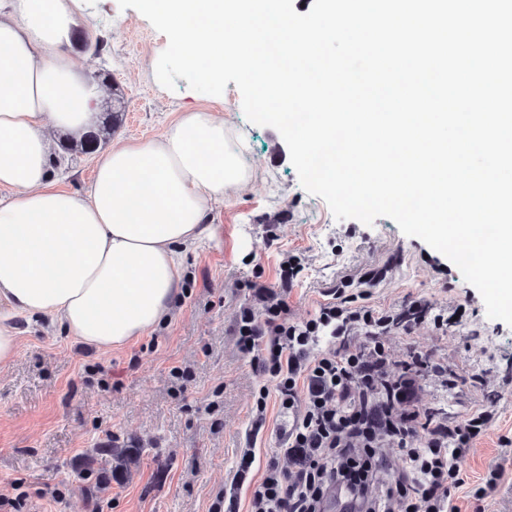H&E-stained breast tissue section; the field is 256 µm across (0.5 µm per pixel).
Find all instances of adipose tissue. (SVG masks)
<instances>
[{
	"label": "adipose tissue",
	"instance_id": "1",
	"mask_svg": "<svg viewBox=\"0 0 512 512\" xmlns=\"http://www.w3.org/2000/svg\"><path fill=\"white\" fill-rule=\"evenodd\" d=\"M80 0L0 5V366L17 354L9 322L50 319L108 351L153 330L178 294L182 251L210 236L209 213L252 177L224 121L187 112L159 141L118 142L85 194L49 174L47 126L92 119L94 92L62 47Z\"/></svg>",
	"mask_w": 512,
	"mask_h": 512
}]
</instances>
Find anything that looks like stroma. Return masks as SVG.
<instances>
[{
	"label": "stroma",
	"mask_w": 512,
	"mask_h": 512,
	"mask_svg": "<svg viewBox=\"0 0 512 512\" xmlns=\"http://www.w3.org/2000/svg\"><path fill=\"white\" fill-rule=\"evenodd\" d=\"M81 8L71 51L85 74L112 75L99 88L88 129L98 148L159 140L183 113L210 112L223 118L228 138L248 139L243 164L253 188L229 191L214 205L213 236L183 252L172 312L148 334L104 352L43 319L13 320L18 353L0 369V512H211L245 445L261 381L232 334L236 285L254 277L274 284L286 251L307 260L288 297L298 319L342 277L368 269L389 271L362 288L373 308L413 298L465 307L463 321L448 331L425 326L389 342L430 352L462 376H483V383L452 390L426 378L424 398L453 417L493 405L497 420L472 448L466 481L475 484L489 463L499 464L503 479L482 506L512 512V447L499 441L512 436V326L489 319L459 269L392 219L369 226L336 220L300 185L280 133L246 119L235 83L220 96L196 92L182 78L172 90L157 83L151 64L167 42L140 12L120 9L118 0H81ZM96 37L105 44L99 55L85 47ZM112 107L120 108L121 125L103 139L102 113ZM46 133L59 185L86 192L95 165L93 152L82 148L85 135L51 127ZM107 444L139 455L122 481L100 489L83 478L80 464Z\"/></svg>",
	"instance_id": "35a3bbf8"
}]
</instances>
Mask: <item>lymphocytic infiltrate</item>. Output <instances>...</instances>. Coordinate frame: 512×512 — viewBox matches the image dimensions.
<instances>
[{
  "instance_id": "lymphocytic-infiltrate-1",
  "label": "lymphocytic infiltrate",
  "mask_w": 512,
  "mask_h": 512,
  "mask_svg": "<svg viewBox=\"0 0 512 512\" xmlns=\"http://www.w3.org/2000/svg\"><path fill=\"white\" fill-rule=\"evenodd\" d=\"M278 287L243 281L258 305H240L233 324L239 349L262 376L246 438L229 484L212 512H325L331 497L342 512H459L455 494L468 487L473 512L502 479L489 465L467 485L464 463L474 443L496 420L480 406L451 418L423 400L421 377L454 388L462 377L430 354L396 353L385 338L413 335L425 323L441 330L461 309L412 300L383 310L358 303L345 289L331 290L306 320L291 316L288 292L304 270L287 255ZM276 399L283 425L281 456L269 457L254 476L252 448L264 430L267 402Z\"/></svg>"
}]
</instances>
